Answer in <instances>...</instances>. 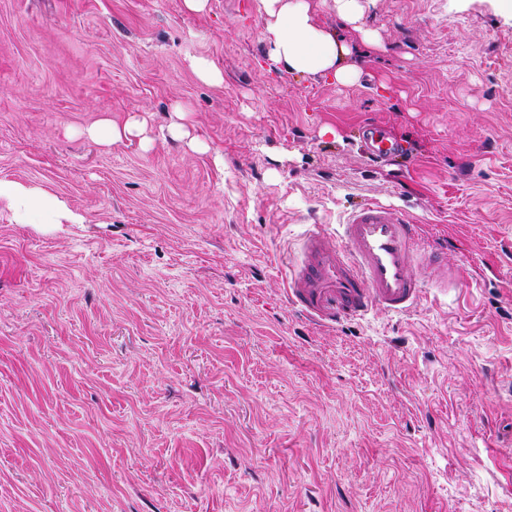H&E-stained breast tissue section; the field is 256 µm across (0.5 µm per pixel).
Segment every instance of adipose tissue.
<instances>
[{"mask_svg":"<svg viewBox=\"0 0 512 512\" xmlns=\"http://www.w3.org/2000/svg\"><path fill=\"white\" fill-rule=\"evenodd\" d=\"M266 19L264 42L269 61L300 75H332L337 82L355 79L344 65L349 47L320 26L311 0H253ZM0 205L18 224H80L83 216L42 186L0 179Z\"/></svg>","mask_w":512,"mask_h":512,"instance_id":"adipose-tissue-1","label":"adipose tissue"}]
</instances>
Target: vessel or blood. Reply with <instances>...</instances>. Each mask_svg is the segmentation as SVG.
Listing matches in <instances>:
<instances>
[{
  "label": "vessel or blood",
  "instance_id": "vessel-or-blood-1",
  "mask_svg": "<svg viewBox=\"0 0 512 512\" xmlns=\"http://www.w3.org/2000/svg\"><path fill=\"white\" fill-rule=\"evenodd\" d=\"M362 136L374 155L396 149L376 124H365ZM418 258V228L410 218L381 203L357 207L339 235L328 234L320 224L305 233L298 258L287 264L288 303L324 325L375 308L411 311L423 293L414 274Z\"/></svg>",
  "mask_w": 512,
  "mask_h": 512
}]
</instances>
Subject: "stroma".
Wrapping results in <instances>:
<instances>
[{"mask_svg":"<svg viewBox=\"0 0 512 512\" xmlns=\"http://www.w3.org/2000/svg\"><path fill=\"white\" fill-rule=\"evenodd\" d=\"M361 2L316 15L343 84L272 65L252 0H0V178L85 218L0 206V512H512V13ZM369 202L460 279L319 325L280 257ZM189 66L207 84H219L224 80L222 71L203 57L189 58ZM146 119H133L119 126L111 120H104L97 125L91 126L84 131V134L98 144L111 146L131 137H140L146 131ZM362 136L368 150L377 156L394 152L397 148L395 142L389 140L379 126L367 123L362 127ZM0 205L17 224H81L84 217L42 186L0 179Z\"/></svg>","mask_w":512,"mask_h":512,"instance_id":"35a3bbf8","label":"stroma"}]
</instances>
